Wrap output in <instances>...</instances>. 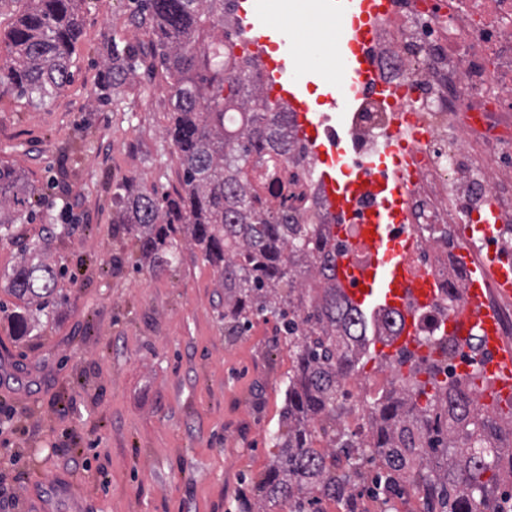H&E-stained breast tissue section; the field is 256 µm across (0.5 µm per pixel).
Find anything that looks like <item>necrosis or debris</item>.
I'll list each match as a JSON object with an SVG mask.
<instances>
[{"mask_svg": "<svg viewBox=\"0 0 512 512\" xmlns=\"http://www.w3.org/2000/svg\"><path fill=\"white\" fill-rule=\"evenodd\" d=\"M382 77L407 86L414 134L406 150L411 180L405 221L391 238L412 234V269L432 276L435 301L419 312L418 334L441 335L448 308V254L486 248L491 239L477 218L493 205L499 223H512V0H393L388 22L372 46ZM388 118L370 101L356 116L352 147L361 159L384 152ZM260 170L267 208L302 224L333 218L313 179L301 144H293L273 169Z\"/></svg>", "mask_w": 512, "mask_h": 512, "instance_id": "4bbe7bcc", "label": "necrosis or debris"}]
</instances>
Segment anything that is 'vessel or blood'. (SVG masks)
Returning <instances> with one entry per match:
<instances>
[{
  "instance_id": "obj_1",
  "label": "vessel or blood",
  "mask_w": 512,
  "mask_h": 512,
  "mask_svg": "<svg viewBox=\"0 0 512 512\" xmlns=\"http://www.w3.org/2000/svg\"><path fill=\"white\" fill-rule=\"evenodd\" d=\"M271 0H240L238 23L245 41L259 59L263 79L276 101L288 105L296 117L299 134L311 147L322 165L321 190L332 215L349 214L362 195L375 196L378 206L368 213L359 227L361 241L370 248L368 263H356L349 253L336 257V276L345 294L359 308L398 311L402 330L388 354L398 348L414 346L417 341L415 307H424L434 297L430 275L414 273L406 258L414 250L413 236L389 239L386 227L404 221V195L407 176L400 169V154L407 146L404 88L381 80L377 63L370 52L380 30L388 20L391 0H318L317 11L325 19L337 21L335 37L325 40L326 50L336 57V70L326 75L327 98L337 116L345 118L358 112L366 99L385 104L391 118L385 127L384 153L357 163L347 149L326 146L319 139L324 122L304 98L303 68L294 49L288 48L278 59H271L267 49L271 39L286 43L289 24L270 28ZM469 269L468 300L451 314L446 331L460 346H469L474 337H483L493 355L485 376L494 380L486 390L488 400L507 402L512 398V345L505 344L497 332L495 318L485 306L484 289L490 283L512 285V257L493 255L490 264L474 261L468 250L459 253Z\"/></svg>"
}]
</instances>
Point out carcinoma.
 Here are the masks:
<instances>
[{
	"instance_id": "carcinoma-1",
	"label": "carcinoma",
	"mask_w": 512,
	"mask_h": 512,
	"mask_svg": "<svg viewBox=\"0 0 512 512\" xmlns=\"http://www.w3.org/2000/svg\"><path fill=\"white\" fill-rule=\"evenodd\" d=\"M5 36L9 54L0 85L30 103L51 99L71 77V51L81 25V0H27ZM134 17L149 24L154 59L171 86L169 138L179 161L182 191L172 197L143 188L125 202L130 232L156 269L180 262L186 231L224 283V332L237 336L260 317L274 320L288 345L291 367L275 436L281 461L256 483L258 512H325L338 502L357 512L354 493L365 456L380 462L376 487L407 486L423 494L426 512H504L503 475L512 473V403L484 412L469 394L474 383L442 382L434 364L397 373L351 432L346 381L363 368L373 314L358 309L336 280L331 229L297 224L264 206L261 183L245 169L249 158L288 150L281 127L287 113L268 105L253 112L245 90L257 76L243 58L225 72L224 38L236 0H134ZM136 60L130 48L112 50V74L124 78ZM37 200L28 179L0 166V229L32 219ZM65 269L42 248L24 251L8 277L25 305L55 303L54 284ZM15 333L33 327L27 311L13 312ZM326 439L323 448L314 447Z\"/></svg>"
}]
</instances>
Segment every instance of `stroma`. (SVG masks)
<instances>
[{"mask_svg":"<svg viewBox=\"0 0 512 512\" xmlns=\"http://www.w3.org/2000/svg\"><path fill=\"white\" fill-rule=\"evenodd\" d=\"M132 0H84L73 77L53 100L0 91V163L40 197L33 221L0 235V467L10 512H240L276 459L273 437L290 361L274 325L224 334V289L190 238L179 265L152 269L123 226L122 198L179 190L168 137L170 85L149 71L150 37ZM135 68L112 82V42ZM64 266L58 304L32 335L4 274L32 245ZM356 492L365 512H423L413 494L375 502V469Z\"/></svg>","mask_w":512,"mask_h":512,"instance_id":"35a3bbf8","label":"stroma"}]
</instances>
